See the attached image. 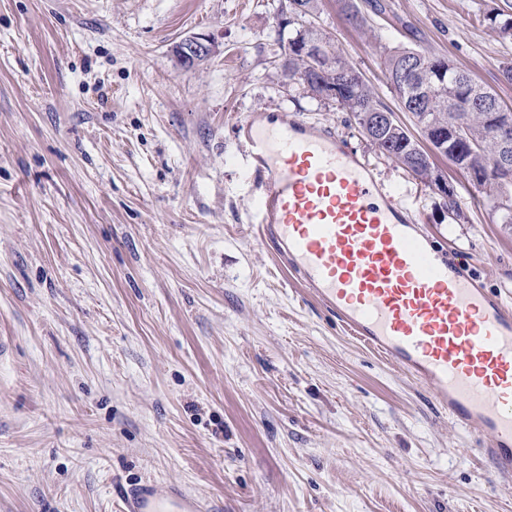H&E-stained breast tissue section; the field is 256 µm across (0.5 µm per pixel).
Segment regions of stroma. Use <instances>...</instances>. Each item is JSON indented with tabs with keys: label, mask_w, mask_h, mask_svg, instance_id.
<instances>
[{
	"label": "stroma",
	"mask_w": 512,
	"mask_h": 512,
	"mask_svg": "<svg viewBox=\"0 0 512 512\" xmlns=\"http://www.w3.org/2000/svg\"><path fill=\"white\" fill-rule=\"evenodd\" d=\"M283 0H0V512H122L176 488L222 512H512V480L426 387L379 360L274 263L235 132L283 111L412 189L438 247L512 300V224L380 156L334 103L282 83ZM316 25L391 109L381 51L453 60L512 108V0H355ZM219 52L181 69L171 45Z\"/></svg>",
	"instance_id": "1"
}]
</instances>
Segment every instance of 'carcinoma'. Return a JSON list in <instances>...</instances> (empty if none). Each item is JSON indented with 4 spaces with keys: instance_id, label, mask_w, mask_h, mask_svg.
<instances>
[{
    "instance_id": "obj_1",
    "label": "carcinoma",
    "mask_w": 512,
    "mask_h": 512,
    "mask_svg": "<svg viewBox=\"0 0 512 512\" xmlns=\"http://www.w3.org/2000/svg\"><path fill=\"white\" fill-rule=\"evenodd\" d=\"M318 0H288V16L280 23L279 44L284 56L283 77L288 83L302 86L312 99L331 101L336 108L347 114L364 137L371 134V114L387 108L373 88L360 80L358 72L341 53L334 39L319 28L309 17L315 15ZM341 11L346 20L358 26L367 24L353 0H341ZM499 27L506 37H512V16L489 13L485 16ZM306 43L321 46L323 55L319 61L320 73L305 82L296 78L297 72L306 67L299 57L300 47ZM414 55L413 69L404 74L400 62L406 54ZM382 65L387 84L402 110L411 114L412 124L423 136L439 137L442 132L458 125L465 128L471 139L484 142V149L471 152L468 145L446 136L447 147L438 155L457 165L467 160V168L474 174L473 180L494 204L497 223L512 224V203L497 204L504 191L512 193V163L504 167L498 162L502 142H507L512 153V109L500 105L496 96L478 84L468 73L447 57H437L415 48H384ZM336 87V94L327 89ZM433 86L445 95L433 101H423L422 88ZM502 114L499 124H486L484 113ZM384 141L370 140V144L382 156L395 161L416 179L427 183L433 172L431 154L413 151V142L400 127L381 132Z\"/></svg>"
}]
</instances>
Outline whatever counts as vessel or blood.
Here are the masks:
<instances>
[{
  "mask_svg": "<svg viewBox=\"0 0 512 512\" xmlns=\"http://www.w3.org/2000/svg\"><path fill=\"white\" fill-rule=\"evenodd\" d=\"M240 142L257 185L262 241L304 292L378 358L426 386L512 478V306L450 250L330 127L251 116ZM128 512H200L179 490L131 492Z\"/></svg>",
  "mask_w": 512,
  "mask_h": 512,
  "instance_id": "b4317fda",
  "label": "vessel or blood"
}]
</instances>
